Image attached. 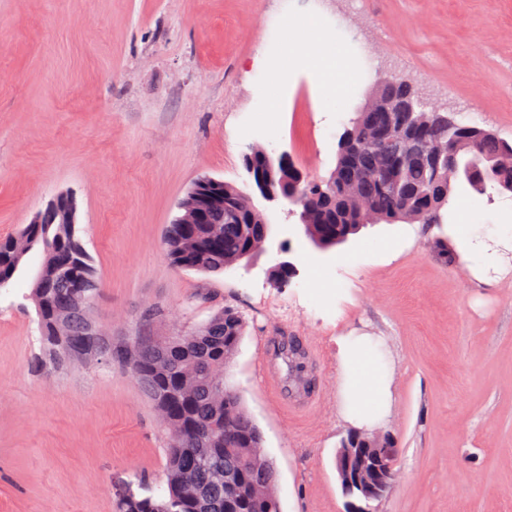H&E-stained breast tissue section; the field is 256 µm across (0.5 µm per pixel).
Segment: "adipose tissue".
I'll return each instance as SVG.
<instances>
[{
    "label": "adipose tissue",
    "mask_w": 512,
    "mask_h": 512,
    "mask_svg": "<svg viewBox=\"0 0 512 512\" xmlns=\"http://www.w3.org/2000/svg\"><path fill=\"white\" fill-rule=\"evenodd\" d=\"M286 45L302 56L316 75L339 68L338 57L328 54L324 38L319 37V23L311 17L297 23H284ZM346 368V392L350 407L357 415L375 413L385 402L386 389L380 363L374 352L357 341L343 342L340 347Z\"/></svg>",
    "instance_id": "adipose-tissue-1"
}]
</instances>
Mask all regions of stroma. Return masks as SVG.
Here are the masks:
<instances>
[{
    "label": "stroma",
    "instance_id": "stroma-1",
    "mask_svg": "<svg viewBox=\"0 0 512 512\" xmlns=\"http://www.w3.org/2000/svg\"><path fill=\"white\" fill-rule=\"evenodd\" d=\"M313 13L357 61L338 96L281 47L282 16ZM276 66L287 85L262 87ZM400 76L512 143V0H0V237L73 193L102 284L91 314L117 346L238 311L227 381L261 432L281 512H344L340 441L374 429L398 448L379 512H512V252L479 278L430 249L462 225L496 245L512 194L458 183L442 223L370 224L321 251L245 168L258 145L328 178L345 126ZM203 176L253 194L270 223L266 250L220 274L175 268L163 248ZM277 253L297 269L281 287ZM40 263L31 251L0 289V512H117L139 483L165 495L169 433L126 368L34 370ZM282 336L307 352L308 388L273 356ZM348 338L384 371L387 402L367 418L345 394Z\"/></svg>",
    "mask_w": 512,
    "mask_h": 512
}]
</instances>
